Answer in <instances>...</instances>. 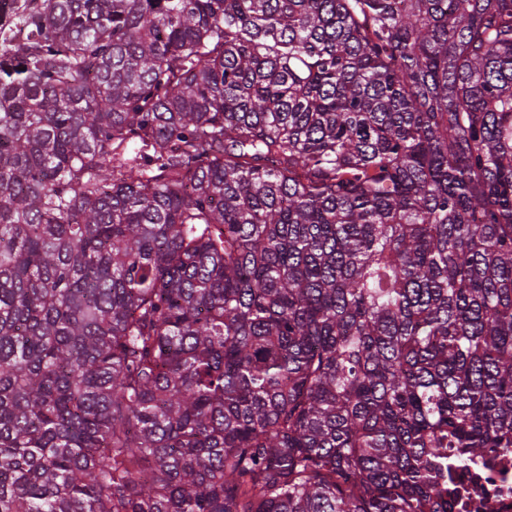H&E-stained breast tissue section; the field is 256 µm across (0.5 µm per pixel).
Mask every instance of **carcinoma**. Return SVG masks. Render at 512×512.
Returning a JSON list of instances; mask_svg holds the SVG:
<instances>
[{
	"mask_svg": "<svg viewBox=\"0 0 512 512\" xmlns=\"http://www.w3.org/2000/svg\"><path fill=\"white\" fill-rule=\"evenodd\" d=\"M16 28L0 512H448L512 448V0Z\"/></svg>",
	"mask_w": 512,
	"mask_h": 512,
	"instance_id": "cac0c4a2",
	"label": "carcinoma"
}]
</instances>
